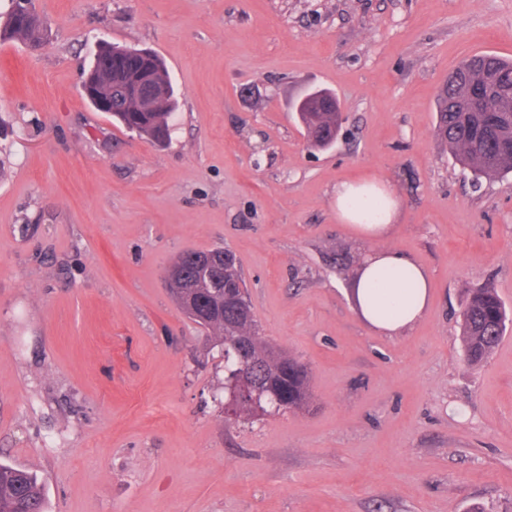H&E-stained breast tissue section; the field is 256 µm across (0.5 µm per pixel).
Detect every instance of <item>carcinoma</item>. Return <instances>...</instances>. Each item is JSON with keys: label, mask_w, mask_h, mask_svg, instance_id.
<instances>
[{"label": "carcinoma", "mask_w": 512, "mask_h": 512, "mask_svg": "<svg viewBox=\"0 0 512 512\" xmlns=\"http://www.w3.org/2000/svg\"><path fill=\"white\" fill-rule=\"evenodd\" d=\"M42 39L38 27L16 30L10 12L0 13V42L19 41L27 46ZM155 97L154 111L141 112L129 94L131 77L112 73V117L127 129H137L156 143L170 137L169 117L177 99L171 76L157 55L147 58ZM512 60L496 55H474L463 60L448 76L439 96L438 135L463 169L477 181L512 173ZM298 120L310 146L327 148L336 140L341 116L336 99L326 92H314L299 106ZM224 249L186 250L179 254L184 280L200 275L198 262H211L209 273L222 278L224 287L203 290L204 303L191 317L208 335L224 345V370L234 375L239 369L238 351L259 357V365L247 370L253 390L234 396L233 416L245 411L275 412L302 410L311 398L307 366L277 348L260 335L254 313L239 312L238 299L245 296L239 266L222 267ZM507 312L491 288L469 292L462 311V339L468 362L483 364L498 345L506 329ZM45 492L36 474L0 463V512H44Z\"/></svg>", "instance_id": "cac0c4a2"}]
</instances>
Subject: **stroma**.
I'll return each mask as SVG.
<instances>
[{
	"label": "stroma",
	"mask_w": 512,
	"mask_h": 512,
	"mask_svg": "<svg viewBox=\"0 0 512 512\" xmlns=\"http://www.w3.org/2000/svg\"><path fill=\"white\" fill-rule=\"evenodd\" d=\"M50 39L0 43V462L47 512H512V329L463 356L468 291L512 312V174L473 185L435 133L465 58H512V0H34ZM147 49L178 94L165 145L83 97L98 40ZM333 93L335 143L296 106ZM402 202L386 241L429 270L427 314L365 326L374 250L338 183ZM230 249L309 408L224 419V350L164 272Z\"/></svg>",
	"instance_id": "obj_1"
}]
</instances>
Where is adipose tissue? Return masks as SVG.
<instances>
[{"instance_id": "1", "label": "adipose tissue", "mask_w": 512, "mask_h": 512, "mask_svg": "<svg viewBox=\"0 0 512 512\" xmlns=\"http://www.w3.org/2000/svg\"><path fill=\"white\" fill-rule=\"evenodd\" d=\"M401 204L384 182L369 179L336 187V220L365 240L389 237ZM431 281L426 268L393 248H381L359 264L350 300L360 320L386 336L402 333L428 310Z\"/></svg>"}]
</instances>
